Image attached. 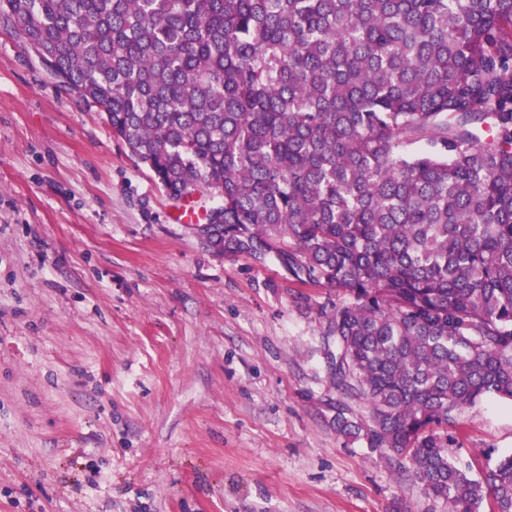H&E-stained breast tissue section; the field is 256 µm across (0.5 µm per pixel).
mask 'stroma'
Segmentation results:
<instances>
[{"instance_id": "1", "label": "stroma", "mask_w": 512, "mask_h": 512, "mask_svg": "<svg viewBox=\"0 0 512 512\" xmlns=\"http://www.w3.org/2000/svg\"><path fill=\"white\" fill-rule=\"evenodd\" d=\"M0 17V512H443L339 435L342 290L214 254ZM466 463L512 404L456 414Z\"/></svg>"}]
</instances>
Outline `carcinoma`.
Here are the masks:
<instances>
[{
    "mask_svg": "<svg viewBox=\"0 0 512 512\" xmlns=\"http://www.w3.org/2000/svg\"><path fill=\"white\" fill-rule=\"evenodd\" d=\"M0 16L224 256L343 290L336 431L445 512H512V455L455 413L512 401V0H0ZM448 431L456 433L461 443L459 457L472 463L477 474L476 464L512 454V404L490 398L464 407Z\"/></svg>",
    "mask_w": 512,
    "mask_h": 512,
    "instance_id": "cac0c4a2",
    "label": "carcinoma"
}]
</instances>
